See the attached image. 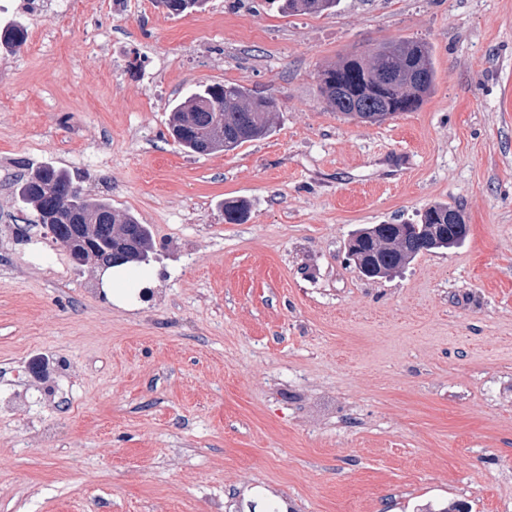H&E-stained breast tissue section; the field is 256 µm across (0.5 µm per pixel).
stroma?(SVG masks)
Here are the masks:
<instances>
[{"mask_svg": "<svg viewBox=\"0 0 512 512\" xmlns=\"http://www.w3.org/2000/svg\"><path fill=\"white\" fill-rule=\"evenodd\" d=\"M0 512H512V0H0ZM401 38L434 91L378 124L317 74ZM278 99L264 139L211 155L167 132L198 86ZM68 172L135 214L157 281L117 306L30 232L15 184ZM249 217L224 220V202ZM460 207L458 247L387 279L365 224ZM282 8L302 14H323L334 12L338 0H284Z\"/></svg>", "mask_w": 512, "mask_h": 512, "instance_id": "obj_1", "label": "stroma"}]
</instances>
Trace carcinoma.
<instances>
[{"instance_id": "obj_1", "label": "carcinoma", "mask_w": 512, "mask_h": 512, "mask_svg": "<svg viewBox=\"0 0 512 512\" xmlns=\"http://www.w3.org/2000/svg\"><path fill=\"white\" fill-rule=\"evenodd\" d=\"M168 13L196 10L203 0H160ZM338 0H284L282 7L302 14L335 11ZM27 38L21 25L0 32V43L21 48ZM436 69L432 47L422 41L400 39L364 53H349L318 74L321 98L348 119L379 123L387 114L413 112L434 89ZM281 107L272 96H259L235 84L202 85L172 105L168 132L183 150L196 154L232 151L243 143L266 137L273 130ZM18 199L31 208L36 223L51 221L52 240L64 246L78 239L91 246L87 263L105 261L118 239H128L137 254L154 253L149 226L131 213H121L104 199L93 198L77 187L63 169L43 166L16 183ZM243 200L224 202V219L245 221ZM448 205L436 203L420 215L417 224H374L356 230L379 262L378 277H390L417 256L447 249L461 242L448 233Z\"/></svg>"}]
</instances>
